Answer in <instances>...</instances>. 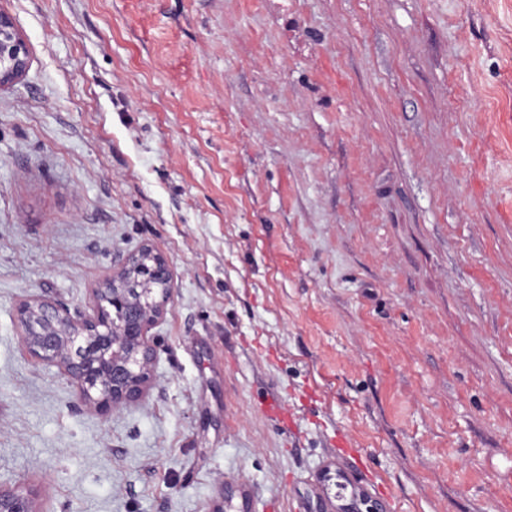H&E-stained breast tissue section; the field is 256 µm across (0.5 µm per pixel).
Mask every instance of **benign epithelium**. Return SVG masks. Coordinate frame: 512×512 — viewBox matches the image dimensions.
<instances>
[{
  "mask_svg": "<svg viewBox=\"0 0 512 512\" xmlns=\"http://www.w3.org/2000/svg\"><path fill=\"white\" fill-rule=\"evenodd\" d=\"M29 51L12 19L0 12V88L26 72ZM166 260L145 246L92 290L84 311L30 295L16 307L20 344L39 362L60 368L89 404L109 410L139 399L154 359L150 331L170 297ZM0 512H40L32 493L0 487Z\"/></svg>",
  "mask_w": 512,
  "mask_h": 512,
  "instance_id": "1",
  "label": "benign epithelium"
}]
</instances>
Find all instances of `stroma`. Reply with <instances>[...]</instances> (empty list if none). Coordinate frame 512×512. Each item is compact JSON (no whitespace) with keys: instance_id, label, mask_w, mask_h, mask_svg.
Here are the masks:
<instances>
[{"instance_id":"1","label":"stroma","mask_w":512,"mask_h":512,"mask_svg":"<svg viewBox=\"0 0 512 512\" xmlns=\"http://www.w3.org/2000/svg\"><path fill=\"white\" fill-rule=\"evenodd\" d=\"M0 486L40 512H512V0H0ZM150 246L134 402L17 337ZM29 51L12 19L0 12V88L17 81L26 72Z\"/></svg>"}]
</instances>
